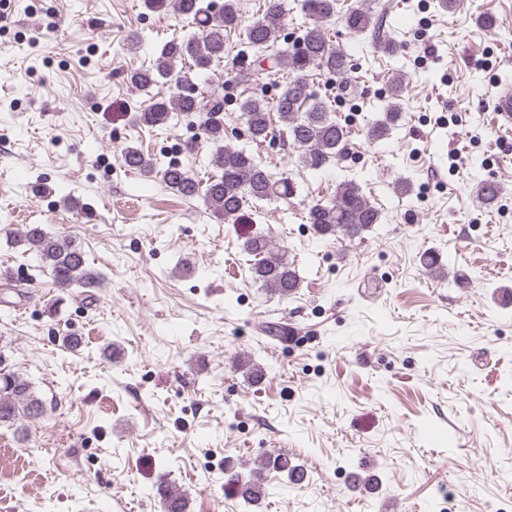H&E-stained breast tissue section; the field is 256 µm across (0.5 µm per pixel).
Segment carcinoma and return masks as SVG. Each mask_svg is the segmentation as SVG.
Segmentation results:
<instances>
[{"label": "carcinoma", "mask_w": 512, "mask_h": 512, "mask_svg": "<svg viewBox=\"0 0 512 512\" xmlns=\"http://www.w3.org/2000/svg\"><path fill=\"white\" fill-rule=\"evenodd\" d=\"M263 16L242 25L235 0H224L214 8L211 0H144L151 11L171 10L198 29L194 35L173 39L163 44L147 65L130 71L129 82L141 90L146 99L140 105L136 120L149 128H164L182 117H195L206 142L214 146L209 165L215 174L206 185L192 171L179 163H165L127 146L121 157L123 165L147 179H157L165 187L184 198L202 197L208 209L218 217L238 216L254 201L288 199L295 195L293 180L276 176L260 157L224 144V92L215 85L197 93L182 89L192 78L178 75L176 90L159 97L152 89L161 80L174 74L180 64H189L205 72L224 61L228 34L240 28V42L245 57L252 52L254 60L238 70V83L257 86L272 71L264 67L270 61L279 69L288 70V81L273 101L254 93L240 99L239 111L244 119L249 140L260 145L276 136L288 139L297 153L300 167L313 172L325 170L339 156L350 136L347 125L336 116L329 94L321 93L314 85L315 72H326L347 88L346 75L352 70L349 54L334 44L325 23L336 16L337 0H302L301 8L310 20L293 48L279 47L278 19L283 13V0H263ZM343 25L354 37L375 29L370 11L356 7L342 15ZM388 100L377 107L378 117L368 123L365 137L371 143L389 139L403 117V98L407 77L398 69L391 70ZM477 200L488 207L498 201L500 190L489 180H480L474 187ZM382 212L364 193L354 179L339 182L333 195L319 200L308 208L307 222L315 235L322 239L341 241L363 235L381 223ZM28 251L39 260L41 267L50 270L55 286L68 288H99L102 274L89 267L81 249L62 236H53L40 225L32 224L23 234ZM243 251L254 257L250 266L253 281L271 295L286 298L301 287V277L286 252L273 246L269 237L256 234L242 243ZM7 357L0 350V424L24 427L28 419L45 414L43 400L35 393L31 382L17 373L3 371ZM272 468L288 477L298 470L283 454H271L251 477L241 481L232 474L229 483L238 486V495L248 507L256 506L268 494L263 470ZM156 494L165 512H186L187 500L169 485H160Z\"/></svg>", "instance_id": "cac0c4a2"}]
</instances>
